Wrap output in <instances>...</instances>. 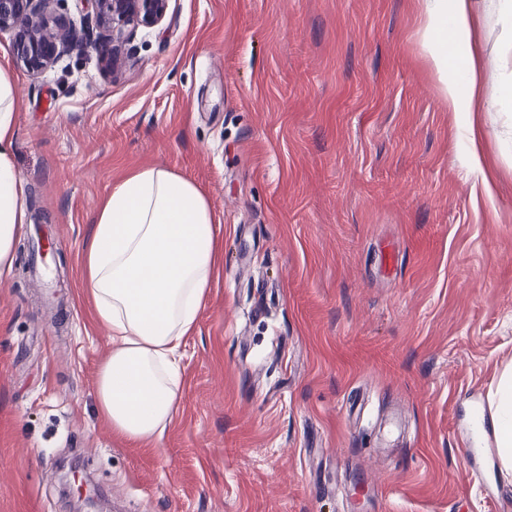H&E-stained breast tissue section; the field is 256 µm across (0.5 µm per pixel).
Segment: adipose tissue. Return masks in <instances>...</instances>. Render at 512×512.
<instances>
[{
	"label": "adipose tissue",
	"mask_w": 512,
	"mask_h": 512,
	"mask_svg": "<svg viewBox=\"0 0 512 512\" xmlns=\"http://www.w3.org/2000/svg\"><path fill=\"white\" fill-rule=\"evenodd\" d=\"M419 42L449 107L474 108L480 61L470 40L473 0H419ZM465 63L469 92L448 79ZM20 102L0 63V272L16 261L28 224L25 188L13 159ZM84 285L97 320L112 330L94 388L97 409L120 439L159 441L177 407L179 349L194 330L222 263V242L207 194L168 169L138 168L106 194L84 243ZM497 447L512 470V373L494 400Z\"/></svg>",
	"instance_id": "adipose-tissue-1"
}]
</instances>
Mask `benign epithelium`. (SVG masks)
Instances as JSON below:
<instances>
[{"label":"benign epithelium","instance_id":"obj_1","mask_svg":"<svg viewBox=\"0 0 512 512\" xmlns=\"http://www.w3.org/2000/svg\"><path fill=\"white\" fill-rule=\"evenodd\" d=\"M93 14L104 38L116 47L127 43L139 27H155L163 20L168 0H80ZM45 0H0V31L16 29L13 54L17 63L37 75L58 50L76 35L50 25ZM69 512H105L107 503L96 486L80 476V467H62L55 473Z\"/></svg>","mask_w":512,"mask_h":512}]
</instances>
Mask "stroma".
Listing matches in <instances>:
<instances>
[{
  "mask_svg": "<svg viewBox=\"0 0 512 512\" xmlns=\"http://www.w3.org/2000/svg\"><path fill=\"white\" fill-rule=\"evenodd\" d=\"M497 4L474 0L488 100L512 81ZM418 27L416 0H168L115 71L76 49L35 76L0 31L29 205L0 277V512H66L68 454L112 512H512L460 438L512 364V106L449 108ZM140 166L202 187L224 250L154 447L97 411L82 256Z\"/></svg>",
  "mask_w": 512,
  "mask_h": 512,
  "instance_id": "obj_1",
  "label": "stroma"
}]
</instances>
